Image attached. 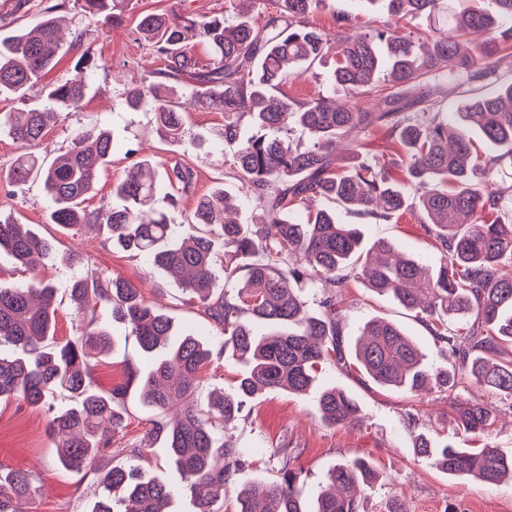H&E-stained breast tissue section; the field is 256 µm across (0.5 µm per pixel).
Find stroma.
Segmentation results:
<instances>
[{
	"instance_id": "obj_1",
	"label": "stroma",
	"mask_w": 512,
	"mask_h": 512,
	"mask_svg": "<svg viewBox=\"0 0 512 512\" xmlns=\"http://www.w3.org/2000/svg\"><path fill=\"white\" fill-rule=\"evenodd\" d=\"M209 14L220 10L224 0H131L130 12L123 25L87 23L76 7H69L63 28L92 26L93 33L82 49L62 45L59 62L47 76L56 82L68 76L80 56L94 59L99 70L79 111L62 116L45 130L41 141L25 149L46 157L66 148L74 130L106 128L119 149L101 173L96 189L85 206L90 211H105L116 203L112 187L139 161L152 159L158 172L174 164L185 163L195 172L191 195L182 199L183 210H191L195 197L209 193L214 187L225 191L241 204L237 218L252 222L256 211L245 202L241 184L229 168V155L220 153L215 141L224 125V116L199 108L190 110L189 136L203 140V147L190 150L186 145L166 142L151 121L149 108L129 110L124 95L128 87L140 83L147 71L160 68L147 44L135 30L140 14L166 12L172 6ZM43 0H0V37L30 28L42 18ZM348 18L354 30L363 31L391 23L383 0H331L329 8L316 11L310 18L313 27L335 34L337 18ZM20 143L8 131H0V216L30 225L40 237L56 246L53 260L37 272L15 266L8 254L0 255V285L10 286L39 275L57 288L55 304L58 318L56 340L75 336L73 305L67 284L73 276L94 270L124 279L140 288L146 302L172 318L177 332L193 334L210 343L220 329L196 308L183 304L177 283L150 274L142 259L113 247L105 232L89 227L61 228L49 219V203L40 184L16 187L5 180L7 172L20 153ZM336 221L359 227L365 243L377 239L393 242L399 251L425 265L439 262L440 252L423 230L419 213L406 212L391 222L375 223L364 219L342 205H335ZM345 333L350 339L360 337L365 323L374 318L391 320L415 338L430 362L440 365L449 353L436 345L427 327L393 299L369 291L361 281H352L340 304ZM145 360L135 336H117L114 348L92 362L98 390H110L123 379L129 366L144 365ZM319 385L337 386L357 401L363 422L356 427H328L316 415V391L293 395L281 391L268 392L249 402V414L237 429L226 432L224 440L249 453V464L239 470L219 500V512H235L239 487L252 482L275 479L277 473L268 460L270 449L289 444L300 451L296 465L302 468L303 494L314 500L324 477L337 462L365 458L374 462L383 476L365 492V512H386L392 496L406 500L409 512H512V483L486 484L471 478H456L431 469L414 454L408 427L409 414L426 413L433 425H443L448 400L438 394L411 396L388 390L357 373H345L326 367ZM128 413L125 428L112 441V446L96 461L95 469L108 470L127 464L131 448H139L142 464L150 475L177 489L170 504L171 512H196L195 495L183 483L180 474L169 463L165 435L153 432L152 413L140 401L137 388H129L125 402ZM51 414L44 408L9 400L0 403V464L13 469L31 471L36 476L38 494L18 501L19 512H89L99 492L95 469H67L57 460L54 441L48 433Z\"/></svg>"
}]
</instances>
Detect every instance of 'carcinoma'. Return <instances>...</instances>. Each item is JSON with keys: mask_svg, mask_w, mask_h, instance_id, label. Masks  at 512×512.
<instances>
[{"mask_svg": "<svg viewBox=\"0 0 512 512\" xmlns=\"http://www.w3.org/2000/svg\"><path fill=\"white\" fill-rule=\"evenodd\" d=\"M71 1L91 23L103 18L118 24L129 4L48 0L38 25L0 39V96L37 85L54 66L60 37L53 14ZM278 2L260 23L252 14L253 0H229L231 23L222 11L141 14L136 31L164 67L126 91L129 108L149 105L164 139L181 143L186 115L179 89L170 81H194L190 99L224 113L221 138L233 146L230 167L260 211L259 221L226 220L227 194L218 188L198 197L186 216L187 223L201 225V233L182 237L170 211L191 192L194 172L174 165L167 174L172 193L161 208L155 166L148 159L112 187L119 205L105 213L87 211L83 203L117 150L107 129L74 133L70 147L50 162L21 153L9 172L17 186L41 184L51 202L52 223L103 225L113 245L139 256L151 273L177 281L184 302L217 323L220 335L210 346L190 334L178 337L172 319L148 305L139 289L94 272L74 277L67 288L76 338L46 350L44 342L54 338L56 288L34 276L0 287V400L36 407L55 388L69 394L67 402L52 408L49 423L58 461L66 468L86 467L112 447V437L124 430L120 406L130 384L137 385L149 410L166 413L181 405L156 428L166 436L171 464L194 491L198 512H215L224 487L246 463L239 449L218 440L219 431L242 420L247 402L266 390L308 391L326 364L359 372L384 388L444 394L447 420L466 438L487 436L501 409L493 402L461 399L455 396L458 388L476 385L512 400V354L502 352L504 344L512 345V221L485 220L499 210L505 193L497 183L498 169L512 162V84L470 97L452 111L445 106L456 90L448 86L449 74L462 72L481 81L495 57L512 50V0H492V11L462 8L450 18V31L432 35L427 45L389 26L354 33L340 18L333 44L309 23L326 0ZM444 4L388 0L389 11L401 18L434 17ZM200 43L209 53L205 61L194 52ZM331 54L332 85L374 98L375 108L339 105L323 95L274 98L288 79ZM97 70L91 58L81 56L66 79L43 87V107L0 115V129L19 142H37L61 111L80 109ZM382 75L387 88L378 85ZM246 117L256 133L242 140L239 125ZM295 126L307 130L310 140L286 149L283 138ZM378 130L393 139L390 159L354 153L346 165H336V141L361 146ZM471 130L482 134L489 151L483 162ZM403 165L411 195L392 177V168ZM313 198L338 202L375 222L419 210L424 231L442 254L439 265L426 269L387 240L365 246L355 225L336 223L328 209H306ZM217 240L228 258L224 279L238 280L233 293L215 294ZM1 251L30 268L35 259L53 256L55 248L26 225L0 219ZM353 279L414 313L436 341L451 349L455 362L433 365L399 325L385 319L368 321L361 337L350 341L339 304ZM306 285L324 287L314 307L303 295ZM91 294L110 306L112 322L130 327L151 355L146 371L129 369L107 393L95 386L88 359L109 351L116 336L111 322L87 317L84 301ZM215 356L241 365L243 372L234 392L216 390L202 407L194 394ZM317 406L326 426L361 422L359 405L341 388L322 389ZM411 422L415 455L437 471L491 484L512 477V456L488 446L457 448L439 441L427 420L413 415ZM271 457L279 476L240 487L237 512H364L353 491L380 477L366 459L339 462L325 477L327 489L309 502L300 488L302 471L294 466L299 449L284 445ZM140 460L135 453L131 464L104 474L90 512H113L114 502L123 512H168L176 489L145 477ZM36 493L32 474L0 464V512H15L16 499Z\"/></svg>", "mask_w": 512, "mask_h": 512, "instance_id": "carcinoma-1", "label": "carcinoma"}]
</instances>
